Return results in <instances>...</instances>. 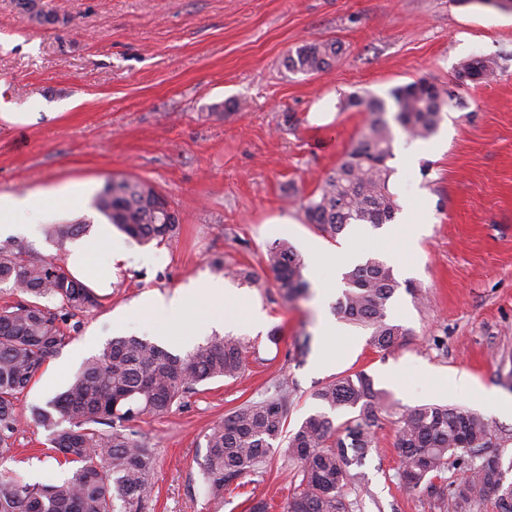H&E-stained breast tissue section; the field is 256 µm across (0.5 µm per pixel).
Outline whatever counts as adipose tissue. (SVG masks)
Instances as JSON below:
<instances>
[{"instance_id":"1","label":"adipose tissue","mask_w":512,"mask_h":512,"mask_svg":"<svg viewBox=\"0 0 512 512\" xmlns=\"http://www.w3.org/2000/svg\"><path fill=\"white\" fill-rule=\"evenodd\" d=\"M88 193L87 185L71 183L23 197L0 195V236L14 234L37 238L42 225L52 223L63 212L80 207ZM99 246L108 250L101 266L94 257V250ZM67 251L70 274L102 295L111 291L114 265L128 256L123 238L115 234L112 225L105 223L94 224L88 235L69 241ZM204 305L213 309L212 319L219 323L223 322L225 314L239 309L250 312L254 322L263 319L258 307L248 297L230 294L219 279L192 282L172 299L155 293L146 294L130 314L142 320L155 315L165 316L170 329L178 332L186 327L189 316Z\"/></svg>"}]
</instances>
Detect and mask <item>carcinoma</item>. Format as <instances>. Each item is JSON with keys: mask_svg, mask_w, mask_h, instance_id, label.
<instances>
[{"mask_svg": "<svg viewBox=\"0 0 512 512\" xmlns=\"http://www.w3.org/2000/svg\"><path fill=\"white\" fill-rule=\"evenodd\" d=\"M342 47L334 40L307 42L288 54V69L302 74L326 71ZM500 66L487 56L464 61L459 84L493 80ZM393 108L376 97H354L350 104L366 113L364 126L350 149L325 178L316 195L301 204L307 223L336 239L352 224L377 227L399 209L389 182L393 169L396 123L412 140L437 133L448 104V91L422 77L389 92ZM393 120H388V112ZM92 205L110 224L142 245H171L181 225L166 196L148 180L113 178ZM85 224H46L45 238L63 246L87 232ZM265 262L280 295L287 301L308 291L304 262L292 244L268 245ZM347 288L335 311L346 321L370 330L380 350L398 345L406 330L389 319V305L400 287L393 267L370 258L345 273ZM22 295L0 302V462L14 458L21 432L20 395L80 327L77 316L102 305L103 296L68 272L60 257L34 258L15 241L0 247V286ZM246 345L234 336L215 334L184 356L139 336L111 339L86 358L66 388L43 405L29 408L30 420L47 433L63 479L26 482L0 472V512H145L152 501L157 453L133 422L145 415L162 417L197 386L217 378H240L247 367ZM321 410L287 431L291 390L285 380L267 396L247 402L205 433L202 480L217 506L224 490L242 476L258 486L264 481L274 442H284L294 489L283 512H353L346 488L350 468L363 465L375 443L378 412L386 399L372 378L361 372L337 377L316 392ZM354 409L342 425L331 413ZM496 437L494 422L462 407L422 405L398 421L400 478L412 490L439 497L450 512H512V482L499 460L480 455ZM463 472L451 487L438 485L448 467Z\"/></svg>", "mask_w": 512, "mask_h": 512, "instance_id": "1", "label": "carcinoma"}]
</instances>
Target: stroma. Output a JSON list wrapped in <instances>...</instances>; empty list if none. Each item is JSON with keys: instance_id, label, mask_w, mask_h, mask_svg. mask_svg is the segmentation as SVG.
<instances>
[{"instance_id": "stroma-1", "label": "stroma", "mask_w": 512, "mask_h": 512, "mask_svg": "<svg viewBox=\"0 0 512 512\" xmlns=\"http://www.w3.org/2000/svg\"><path fill=\"white\" fill-rule=\"evenodd\" d=\"M57 24L30 22L18 0H0V194L24 195L82 181L100 191L126 175L153 182L182 225L171 246L128 240L130 257L112 276V293L83 316L67 345L42 369L23 404L61 392L83 360L116 335H135L183 355L200 344L197 312L184 335L164 317L132 320L129 308L147 293L176 294L183 285L219 276L216 262L254 273L226 286L249 294L265 321H233L248 347L243 377L217 379L161 418L135 426L158 452L149 512H249L250 494L282 508L293 490L291 468L272 450L260 486L234 481L214 510L201 477L204 435L215 422L269 385L288 377L289 427L318 410L314 394L343 374L365 372L387 393L376 446L349 499L360 512H443L439 499L408 489L398 477L397 419L423 404L459 405L496 423L491 453L512 463V416L449 390L424 374H468L475 386L512 395V12L454 0H40ZM335 40L342 53L324 72L289 71V51ZM501 59L488 84L459 85L460 63ZM420 77L449 93L440 128L425 141L404 140L390 161V188L400 205L430 206L433 222L411 266L400 265L391 225H358L337 239L308 224L301 200L318 187L363 126L351 97H387ZM326 111H312L317 101ZM221 111H214V104ZM40 109L34 122L13 113ZM414 148L409 159L405 148ZM288 239L301 258L320 251L328 262L306 296L284 300L264 261L266 247ZM355 243L358 262L377 258L400 282L390 318L406 329L385 351L364 328L336 319L332 257ZM424 296L414 300L407 285ZM310 336L304 361L294 341ZM391 367L403 385L385 381ZM16 457L0 469L29 482L63 477L45 432L24 422Z\"/></svg>"}]
</instances>
